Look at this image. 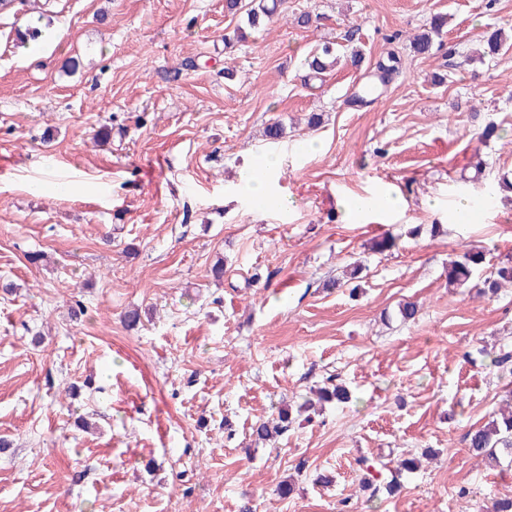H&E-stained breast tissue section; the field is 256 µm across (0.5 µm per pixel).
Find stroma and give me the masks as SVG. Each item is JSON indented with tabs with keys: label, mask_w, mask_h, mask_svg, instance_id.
Returning a JSON list of instances; mask_svg holds the SVG:
<instances>
[{
	"label": "stroma",
	"mask_w": 512,
	"mask_h": 512,
	"mask_svg": "<svg viewBox=\"0 0 512 512\" xmlns=\"http://www.w3.org/2000/svg\"><path fill=\"white\" fill-rule=\"evenodd\" d=\"M224 4L0 12V512H480L512 496V468H486L462 439L512 392L490 364L512 348V288L488 299L445 279L473 246L483 269L512 259V197L495 184L512 173V48L476 54L512 28V0H288L289 18L229 50L244 19ZM299 10L316 22L297 25ZM438 13L436 49L414 55ZM29 27L44 32L35 55L17 38ZM324 42L340 59L314 79L305 60ZM391 50L403 73L350 103ZM275 120L287 136L271 144ZM490 122L498 138L478 140ZM269 155L275 187L254 206L239 175ZM387 191L396 213L345 208ZM462 196L477 203L468 224L453 219ZM382 234L397 245L380 254ZM357 260V296L327 288ZM404 300L415 322L397 318ZM330 375L350 401L299 413ZM285 405L288 433L254 443ZM412 455L420 467L397 473ZM361 456L401 491L366 503Z\"/></svg>",
	"instance_id": "35a3bbf8"
}]
</instances>
